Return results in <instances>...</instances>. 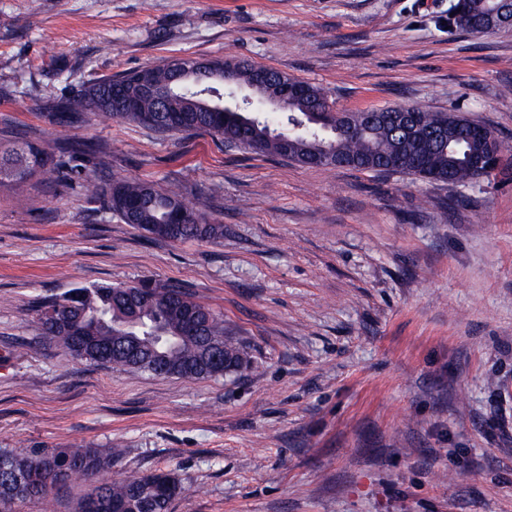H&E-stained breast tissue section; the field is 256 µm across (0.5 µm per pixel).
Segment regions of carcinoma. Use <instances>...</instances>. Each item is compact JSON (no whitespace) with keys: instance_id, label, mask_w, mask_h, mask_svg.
<instances>
[{"instance_id":"cac0c4a2","label":"carcinoma","mask_w":512,"mask_h":512,"mask_svg":"<svg viewBox=\"0 0 512 512\" xmlns=\"http://www.w3.org/2000/svg\"><path fill=\"white\" fill-rule=\"evenodd\" d=\"M493 0H465L452 23L476 33ZM140 71L96 80L78 91L41 101L55 123L77 129L91 115H108L158 132L204 131L229 145L256 153L281 156L280 135L289 138L288 159L303 165L327 149L340 167L376 174H402L457 187H473L490 174L471 168L469 157L483 143L468 134L474 123L464 114L436 112L417 104H400L415 115L417 135L409 137L391 122L370 121L371 111L332 113L333 105L319 86L307 84V94L288 107L287 122L269 112H208L224 101V82L206 76L179 85L167 100L166 112L153 111L145 98L136 111L112 105V85L137 87ZM93 155L99 165L112 166L108 148L82 138L57 140L41 146L26 137L0 145V185L23 183L32 177L53 180L62 174L64 159ZM87 195L101 200L124 223L152 239L184 242L224 236V225L207 222L203 209L185 203L180 194L150 181L86 177ZM40 335L64 353L90 363L126 371L190 379L220 378L247 368L238 342L224 334V315L198 302L186 289L157 286L145 280L98 283L72 288L36 305ZM122 454L120 448L65 445L17 451L0 448V512L37 503L49 507L57 490L76 481L89 484L75 512H169L184 487L172 472L103 479Z\"/></svg>"}]
</instances>
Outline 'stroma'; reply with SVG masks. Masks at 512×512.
<instances>
[{"mask_svg": "<svg viewBox=\"0 0 512 512\" xmlns=\"http://www.w3.org/2000/svg\"><path fill=\"white\" fill-rule=\"evenodd\" d=\"M452 0H0V142L68 136L40 110L172 57L238 59L339 110L417 103L512 151V28L448 26ZM112 167L199 197L223 238H149L80 180L0 187V448L120 446L113 476L175 473L170 512H512V170L455 187L306 167L206 134L92 119ZM181 284L250 371L132 374L39 344L34 302ZM467 402H459L460 393Z\"/></svg>", "mask_w": 512, "mask_h": 512, "instance_id": "obj_1", "label": "stroma"}]
</instances>
